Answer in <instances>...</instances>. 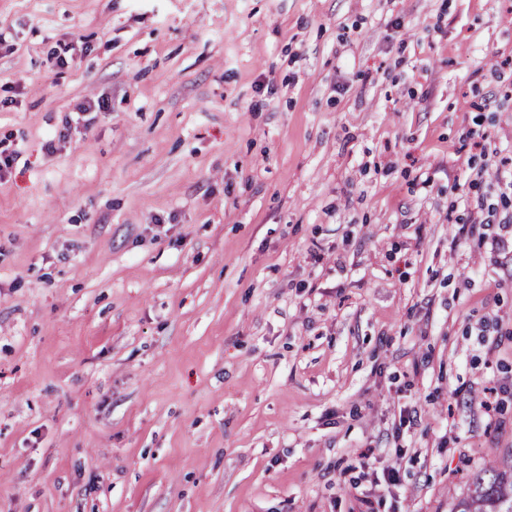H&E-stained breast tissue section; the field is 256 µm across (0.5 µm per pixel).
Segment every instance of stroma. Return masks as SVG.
<instances>
[{
  "mask_svg": "<svg viewBox=\"0 0 512 512\" xmlns=\"http://www.w3.org/2000/svg\"><path fill=\"white\" fill-rule=\"evenodd\" d=\"M0 151V512L512 466V0H0Z\"/></svg>",
  "mask_w": 512,
  "mask_h": 512,
  "instance_id": "stroma-1",
  "label": "stroma"
}]
</instances>
